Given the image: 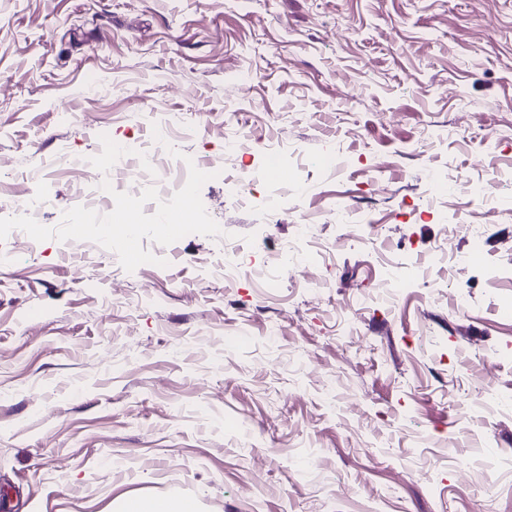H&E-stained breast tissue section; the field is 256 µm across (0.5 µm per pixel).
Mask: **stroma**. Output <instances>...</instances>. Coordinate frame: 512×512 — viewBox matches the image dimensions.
Returning <instances> with one entry per match:
<instances>
[{
    "instance_id": "stroma-1",
    "label": "stroma",
    "mask_w": 512,
    "mask_h": 512,
    "mask_svg": "<svg viewBox=\"0 0 512 512\" xmlns=\"http://www.w3.org/2000/svg\"><path fill=\"white\" fill-rule=\"evenodd\" d=\"M146 109L177 120L171 177L178 158L222 159L225 132L252 149L193 177L196 228L175 238L143 183L129 261L71 161L118 180L106 142L151 141ZM274 142L299 177L270 207ZM34 170L54 203L26 247L7 228ZM459 215L437 295L382 302L386 267ZM303 217L319 290L268 287ZM221 238L245 254L225 280L207 274ZM1 249L0 512H471L479 490L512 512V0H0ZM134 504L135 512H195L192 503L181 499L160 498L149 502L139 500L127 501L121 512H130L131 504Z\"/></svg>"
}]
</instances>
